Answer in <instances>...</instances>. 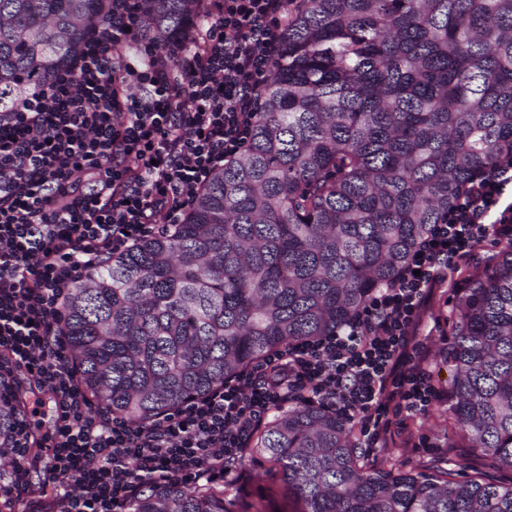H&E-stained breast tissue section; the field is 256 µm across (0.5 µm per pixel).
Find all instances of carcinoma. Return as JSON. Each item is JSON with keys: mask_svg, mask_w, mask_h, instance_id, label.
<instances>
[{"mask_svg": "<svg viewBox=\"0 0 512 512\" xmlns=\"http://www.w3.org/2000/svg\"><path fill=\"white\" fill-rule=\"evenodd\" d=\"M160 37L193 0H142ZM109 0H0V113L67 68ZM243 151L184 223L76 284L64 332L97 408L143 425L391 281L481 174L512 160V0H291ZM448 400L472 452L512 473V243L472 275L448 338ZM254 450L298 512H512V485L363 470L318 407L276 415ZM130 512H224V491L155 487Z\"/></svg>", "mask_w": 512, "mask_h": 512, "instance_id": "cac0c4a2", "label": "carcinoma"}]
</instances>
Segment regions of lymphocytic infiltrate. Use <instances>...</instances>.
I'll return each instance as SVG.
<instances>
[{
  "mask_svg": "<svg viewBox=\"0 0 512 512\" xmlns=\"http://www.w3.org/2000/svg\"><path fill=\"white\" fill-rule=\"evenodd\" d=\"M290 0H195L193 23L161 40L142 0H112L74 63L0 114V399L17 403L0 444L12 471L0 512H128L161 483L232 484L254 435L297 404L384 447L446 392L426 365L423 315L486 242H512L495 205L512 164L482 176L434 224L398 276L336 331L294 341L149 423L93 408L63 332V303L112 256L183 223L200 188L246 146L286 34ZM140 95H128L129 86ZM27 372L62 413L43 429ZM53 447L30 492L35 429Z\"/></svg>",
  "mask_w": 512,
  "mask_h": 512,
  "instance_id": "obj_1",
  "label": "lymphocytic infiltrate"
}]
</instances>
